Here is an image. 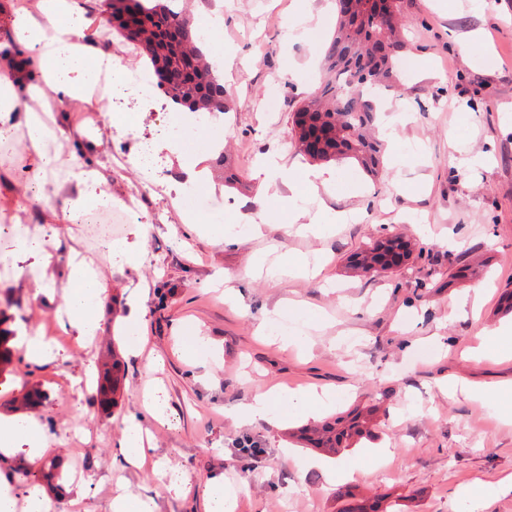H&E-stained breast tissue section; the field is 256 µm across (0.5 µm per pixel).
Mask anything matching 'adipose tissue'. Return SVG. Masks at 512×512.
Masks as SVG:
<instances>
[{
	"label": "adipose tissue",
	"instance_id": "ef3b65f1",
	"mask_svg": "<svg viewBox=\"0 0 512 512\" xmlns=\"http://www.w3.org/2000/svg\"><path fill=\"white\" fill-rule=\"evenodd\" d=\"M0 10L8 12L10 19L8 34L0 42V141L20 132L32 149L29 172L38 189L28 198L29 208L37 216H50L52 223H73L92 205H110L112 187L103 173L104 162L84 164L65 152L64 145L72 137L69 126L46 122L43 115L65 114L72 106L83 105L90 114L86 127L95 147L103 144V130L128 131V115L112 109V85L132 69L113 49L118 35L106 20L110 2L0 0ZM15 246L21 252L41 251L40 266L26 271L24 278L33 283L36 295L51 294L54 275L46 240L24 233L16 237ZM65 273L68 317L60 329L95 339L103 331L106 285L93 262L77 251L70 254ZM143 399L148 418L133 414L124 421L120 450L129 459L145 458L151 450L145 437L147 419L166 418L161 388L146 391ZM330 401L328 394L311 390L260 392L233 417L271 422L296 412L314 420ZM22 437L28 441L30 458H40L46 440L38 421L30 416L0 418V457H9Z\"/></svg>",
	"mask_w": 512,
	"mask_h": 512
}]
</instances>
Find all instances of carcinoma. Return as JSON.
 Instances as JSON below:
<instances>
[{"label": "carcinoma", "mask_w": 512, "mask_h": 512, "mask_svg": "<svg viewBox=\"0 0 512 512\" xmlns=\"http://www.w3.org/2000/svg\"><path fill=\"white\" fill-rule=\"evenodd\" d=\"M144 0H112V11L128 14L134 23H149L158 31L173 22L189 23L179 0L148 9ZM352 0L337 4V23L326 58V75L317 91L292 116L300 152L313 160H356L366 171L379 165L380 141L372 135L377 109L356 87L400 92L401 73L395 60L404 44L398 39L403 25L401 0ZM187 44L176 47L158 41L145 45L157 86L172 105L193 112H225L224 73L213 65L192 32ZM370 413L356 408L312 430L319 448L332 453L350 448L367 433Z\"/></svg>", "instance_id": "obj_1"}]
</instances>
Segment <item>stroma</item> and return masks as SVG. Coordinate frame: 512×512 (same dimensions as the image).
Returning a JSON list of instances; mask_svg holds the SVG:
<instances>
[{"label": "stroma", "mask_w": 512, "mask_h": 512, "mask_svg": "<svg viewBox=\"0 0 512 512\" xmlns=\"http://www.w3.org/2000/svg\"><path fill=\"white\" fill-rule=\"evenodd\" d=\"M402 12L405 90L380 115L383 167L375 177L352 159L326 162L334 180L315 192L301 179L269 189L255 176L267 156L292 169L311 166L297 150L292 113L320 81L336 0H224L227 110L223 125L199 138L208 147L200 188L218 201L214 215L188 219L170 154L161 181L129 164L140 137L163 118L160 107L136 109L135 126L97 152L81 134L83 113H69L71 151L83 162L104 155L114 198L132 208L120 239L140 261L98 247L96 230L113 215L99 208L60 225L52 300L0 278L10 326L57 335L51 361L25 358L0 374V416L14 415L15 397L41 390L42 402L26 413L49 441L35 462L18 442L0 460V485H43L58 512L76 499L87 512H111L119 486L153 496L159 512H207L196 482L218 474L243 485L238 512H352L363 501L378 512H512V494L492 489L512 474V421L504 416L512 404L490 392L512 387V355L478 362L465 354L485 331L512 324L500 310L512 293V0H403ZM467 33L478 44L464 52L457 37ZM271 93L280 99L274 112L260 105ZM302 210L322 213L332 228L299 234ZM252 217L262 220L259 232H240L235 244L215 230ZM206 223L212 231H203ZM386 233L412 243L405 264L373 276L354 267L365 243ZM73 250L94 261L113 296L91 346L58 330L67 296L61 273ZM318 260L316 279L276 282L266 269ZM228 280L239 288L233 304L224 300ZM464 299L478 302L477 312L460 310ZM136 304L146 308L148 329L144 349L133 353L124 316ZM273 309L307 346L260 334L261 314ZM186 335L202 337L206 351L188 356ZM115 356L124 380L104 409L85 371ZM156 379L169 416L150 426L155 454L193 479L178 492L118 451L123 419L141 413L142 390ZM277 384L331 392L326 419L374 409L372 438L329 455L296 439L301 415L275 424L231 418L257 390ZM381 448L393 454L383 466ZM344 462L357 466L356 480L333 479Z\"/></svg>", "instance_id": "35a3bbf8"}]
</instances>
